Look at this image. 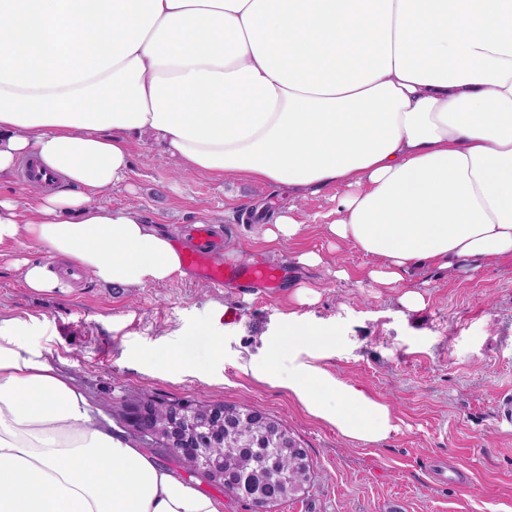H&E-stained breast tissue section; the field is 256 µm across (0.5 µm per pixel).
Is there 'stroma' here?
<instances>
[{"instance_id":"35a3bbf8","label":"stroma","mask_w":512,"mask_h":512,"mask_svg":"<svg viewBox=\"0 0 512 512\" xmlns=\"http://www.w3.org/2000/svg\"><path fill=\"white\" fill-rule=\"evenodd\" d=\"M98 199L167 227L177 243L185 224L210 219L225 258L244 263L259 254L283 268L274 288L230 282L218 291L185 275L122 290L87 271L66 292L46 294L26 287L21 267L51 263L49 252L25 238L0 247V315L26 320L30 340L124 435L150 445L121 418L134 394L254 408L285 423L316 474L307 493L270 512H512V421L500 420L498 408L512 396V259L476 274L425 269L417 278L425 306L404 317L398 290L368 278L372 258L327 235L337 218L335 189L298 200L282 188L215 179L179 168L145 136L130 146L125 182ZM255 203L274 221L292 213L300 234L266 242L244 219ZM307 252L320 254L322 264L300 265ZM340 267L348 278H337ZM299 286L314 290L311 303L292 299ZM218 306L239 314L224 325L220 358L199 332ZM291 312L335 327L343 341L327 366L392 404L398 430L385 443H352L285 390L239 369L240 356L257 352ZM169 346L192 369L171 372L143 356ZM442 465L468 469V486L437 479Z\"/></svg>"}]
</instances>
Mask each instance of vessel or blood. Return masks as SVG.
Returning <instances> with one entry per match:
<instances>
[{"label":"vessel or blood","instance_id":"b4317fda","mask_svg":"<svg viewBox=\"0 0 512 512\" xmlns=\"http://www.w3.org/2000/svg\"><path fill=\"white\" fill-rule=\"evenodd\" d=\"M191 242L181 250L182 263L194 278L220 289L225 283L270 285L277 279V269L261 261L228 264L224 261V244L217 239L211 224L193 223L189 226Z\"/></svg>","mask_w":512,"mask_h":512}]
</instances>
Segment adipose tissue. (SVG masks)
<instances>
[{"mask_svg": "<svg viewBox=\"0 0 512 512\" xmlns=\"http://www.w3.org/2000/svg\"><path fill=\"white\" fill-rule=\"evenodd\" d=\"M147 132L184 168L342 188L326 227L402 288L429 266L512 259V0H0V245L132 288L180 274L169 233L99 202ZM338 338L296 313L241 370L354 443L396 431L383 398L330 371ZM0 512H224L114 430L0 316ZM25 162L18 165L13 177L9 180L0 182V197L15 198L21 202H31L35 199L38 192L33 191L29 186L28 180L23 176Z\"/></svg>", "mask_w": 512, "mask_h": 512, "instance_id": "ef3b65f1", "label": "adipose tissue"}]
</instances>
